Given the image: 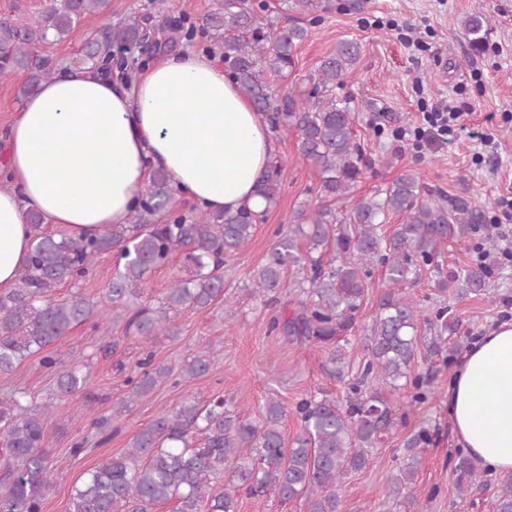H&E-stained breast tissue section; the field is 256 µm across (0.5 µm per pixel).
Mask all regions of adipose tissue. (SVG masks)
I'll use <instances>...</instances> for the list:
<instances>
[{
	"instance_id": "ef3b65f1",
	"label": "adipose tissue",
	"mask_w": 512,
	"mask_h": 512,
	"mask_svg": "<svg viewBox=\"0 0 512 512\" xmlns=\"http://www.w3.org/2000/svg\"><path fill=\"white\" fill-rule=\"evenodd\" d=\"M275 144L261 112L214 57H155L129 82L72 70L26 95L0 157V290L31 249L26 214L80 237L126 223L153 170L213 211L258 210ZM453 431L470 456L512 472V323L474 341L448 385Z\"/></svg>"
}]
</instances>
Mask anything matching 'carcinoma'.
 Segmentation results:
<instances>
[{
	"mask_svg": "<svg viewBox=\"0 0 512 512\" xmlns=\"http://www.w3.org/2000/svg\"><path fill=\"white\" fill-rule=\"evenodd\" d=\"M110 0H48L40 18L28 23L0 19V78L26 75L24 92H36L54 75L52 61L34 54L35 46L69 36L87 15L106 17ZM203 26L220 50L224 64L255 109L266 115L270 130L298 133L299 154L320 175L315 203L295 211L288 231L253 271V292L265 305L277 302L284 274L296 271V307L287 318L273 316L271 333L299 345L331 346L326 369L343 379L345 361L336 343L355 330L366 280L382 268L387 291L372 323L366 327L369 360L345 395L309 394L296 406L303 429L295 447H285L280 423L285 408L269 398L256 418H244L218 396L206 405L185 401L139 428L124 453L87 471L73 496L75 512H153L174 503L173 512H238L244 496H266L281 504L300 499L307 512H338L336 487L343 477L370 463L373 449L393 435L406 416L400 394L408 387L415 402L428 398L423 379L411 375L422 339L417 302L403 294L417 280L421 266L438 259L446 240H462L482 223L478 208L450 195L424 194L416 174L407 170L370 195L351 197L363 174V150L353 132L351 100L336 94V80L357 62L361 49L344 41L309 75L301 96L276 91L269 76L293 70L297 48L307 29L296 23H263L250 0H224L204 15ZM483 13L461 21L469 42L480 46L488 30ZM164 30L153 33L142 19L130 16L107 25L85 43L66 68L106 70L114 53L140 47L149 38L159 43ZM282 164L273 159L261 185L265 207L236 212L203 210L185 213L175 199L171 176L155 170L139 190L126 224H114L99 236L71 237L43 229V218L28 215L34 229L29 264L15 286L0 291V372L37 353L40 363L57 374L62 396L87 389L89 375L61 367L49 347L71 328L97 317L93 327L108 332L103 309L122 307L125 334L139 342L175 334L174 318L187 306L206 309L224 295V263L252 239L257 224L277 203ZM390 215L403 222L386 235ZM180 253L192 270L189 279H174L157 304L141 302L152 273ZM116 255V267L104 292L95 300L74 297L60 303L53 292L93 274L98 261ZM489 271L470 266L454 277L472 292L484 290ZM214 358L202 347L182 377L203 376ZM169 376L152 355L127 378L128 395L115 403L112 418ZM396 393L384 395L375 383ZM50 405L22 404L11 395L0 399V512H43L52 485L43 447V417ZM110 418V419H112ZM106 417L95 420L104 433ZM419 461L413 457L388 480V494L401 507L413 500ZM459 494L482 483V474L463 456L454 464ZM492 512H512V474L498 480Z\"/></svg>",
	"mask_w": 512,
	"mask_h": 512,
	"instance_id": "carcinoma-1",
	"label": "carcinoma"
}]
</instances>
